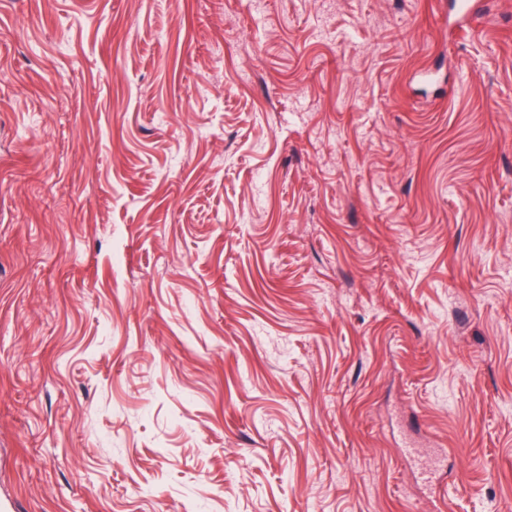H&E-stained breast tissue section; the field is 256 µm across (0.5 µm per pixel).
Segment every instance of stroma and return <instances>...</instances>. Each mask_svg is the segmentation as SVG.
I'll use <instances>...</instances> for the list:
<instances>
[{
    "mask_svg": "<svg viewBox=\"0 0 512 512\" xmlns=\"http://www.w3.org/2000/svg\"><path fill=\"white\" fill-rule=\"evenodd\" d=\"M0 0V498L512 512V0Z\"/></svg>",
    "mask_w": 512,
    "mask_h": 512,
    "instance_id": "stroma-1",
    "label": "stroma"
}]
</instances>
